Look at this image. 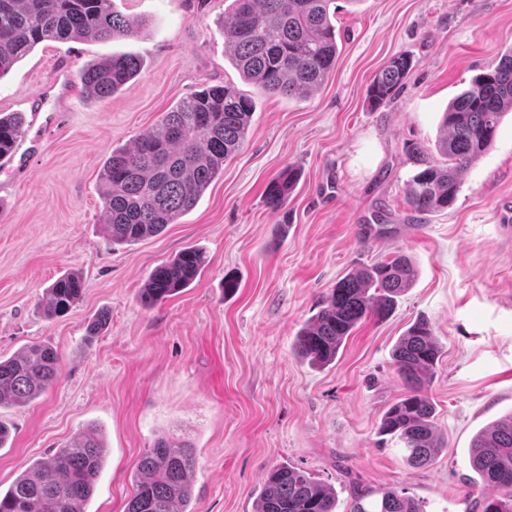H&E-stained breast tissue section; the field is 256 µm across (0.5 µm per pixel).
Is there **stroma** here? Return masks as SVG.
I'll list each match as a JSON object with an SVG mask.
<instances>
[{"instance_id": "obj_1", "label": "stroma", "mask_w": 512, "mask_h": 512, "mask_svg": "<svg viewBox=\"0 0 512 512\" xmlns=\"http://www.w3.org/2000/svg\"><path fill=\"white\" fill-rule=\"evenodd\" d=\"M229 3L113 0L141 23L138 34L44 41L0 78V112L26 119L0 171V357L38 342L60 357L51 390L0 407L11 429L0 490L94 425L107 457L85 512H125L138 461L165 433L195 449L189 512H254L278 464L331 487L337 512H349L358 485L403 492L424 512H473L488 491L470 466L471 439L512 413V112L454 205L417 226L404 199L414 169L405 147L433 148L449 101L512 50V0H336V67L294 98L241 80L224 47ZM401 53L414 60L403 89L370 109L373 76ZM115 54L140 57V74L111 98L88 97L79 71ZM60 72L65 93L42 106L39 92ZM224 83L255 102L242 148L177 223L112 244L104 160L181 99ZM291 165L300 179L271 210L267 187ZM380 206L387 233L363 237ZM187 247L206 257L201 277L144 306L151 271ZM397 251L417 277L392 312L358 324L328 366L295 355L298 332L336 282ZM69 272L84 278V296L46 317L45 289ZM103 312L107 326L88 335ZM419 319L442 346L428 395L445 446L431 465L412 467L379 426L405 391L393 348Z\"/></svg>"}]
</instances>
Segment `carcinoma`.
Listing matches in <instances>:
<instances>
[{
    "label": "carcinoma",
    "instance_id": "carcinoma-1",
    "mask_svg": "<svg viewBox=\"0 0 512 512\" xmlns=\"http://www.w3.org/2000/svg\"><path fill=\"white\" fill-rule=\"evenodd\" d=\"M333 0H231L224 19V45L241 76L262 91L293 98L318 90L334 71L339 54L330 5ZM138 24L114 9L112 0H0V78L43 41H108L129 37ZM135 55H114L83 69L85 92L109 98L140 72ZM412 69L399 54L375 74L367 89L377 109L395 97ZM512 111V50L458 93L444 113L435 142L436 161L419 143L406 151L417 166L404 194L413 217L452 206L469 167L492 146L497 127ZM254 113L251 97L235 87L209 86L163 113L151 130L131 145L112 150L100 171L104 227L114 245L155 237L193 209L224 162L244 144ZM20 112H0V157L24 134ZM288 167L268 185L267 207L280 209L299 179ZM206 264L200 250L187 247L151 272L140 292L154 306L189 287ZM416 269L402 252L354 269L342 277L317 314L296 337L295 353L313 365L336 360L345 340L367 317L390 314L411 287ZM86 284L78 273L55 280L45 291L43 313L57 317L82 298ZM442 354L424 319L397 342L393 364L406 387L382 416L380 433L396 440L406 462L419 467L443 448L427 393ZM59 356L50 344H31L0 359V406L27 404L56 381ZM470 463L483 486L498 492L482 512H512V414L479 431L469 448ZM106 458V445L94 426L73 436L53 456L38 460L0 493V512H82ZM196 469L194 448L163 434L141 457L134 495L126 512H187ZM336 492L304 470L275 465L264 478L256 512H335ZM350 512H423L418 501L396 490L355 492Z\"/></svg>",
    "mask_w": 512,
    "mask_h": 512
}]
</instances>
